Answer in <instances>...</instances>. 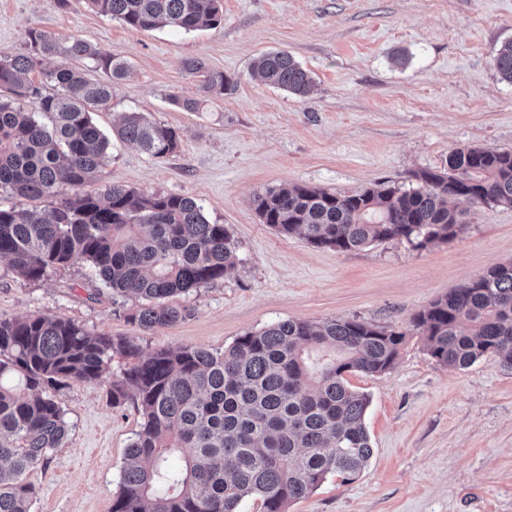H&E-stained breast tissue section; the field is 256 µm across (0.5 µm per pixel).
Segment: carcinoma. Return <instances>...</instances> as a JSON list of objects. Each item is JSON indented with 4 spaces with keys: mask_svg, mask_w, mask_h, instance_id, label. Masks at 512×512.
I'll use <instances>...</instances> for the list:
<instances>
[{
    "mask_svg": "<svg viewBox=\"0 0 512 512\" xmlns=\"http://www.w3.org/2000/svg\"><path fill=\"white\" fill-rule=\"evenodd\" d=\"M132 31L190 33L224 21L221 0H86ZM25 53L0 54V194L51 200L46 210L0 205V258L26 280H40L74 258L86 260L121 299L144 300L128 315L144 331L193 314L166 299L206 288L237 263L236 246L203 206L181 194L145 195L122 185L86 191L109 158L111 140L93 114L112 101V81L129 66L78 36L32 26ZM57 61L49 69L47 63ZM512 84V40L493 57ZM203 74L200 91L232 92L235 82ZM104 70L108 80L95 76ZM253 69L267 84L298 96L313 83L285 51L261 54ZM55 87L43 93L35 77ZM117 140L161 159L174 153V129L129 112ZM418 186L381 182L351 195L280 185L255 196L261 221L316 248L346 252L403 239L415 249L446 243L473 206H512V152L452 151L439 170L413 174ZM75 193L70 194L66 189ZM412 331L439 364L466 369L495 356L512 369V262L499 263L416 314ZM406 333L358 320L288 319L238 337L222 351L162 349L110 381L112 403L131 396L143 422L125 452L110 512H237L260 498L263 512H285L335 475L353 480L372 455L364 416L370 399L345 374L391 369ZM137 347L69 320L0 317V512H31L25 474L47 468L68 440L53 392L105 380L112 354Z\"/></svg>",
    "mask_w": 512,
    "mask_h": 512,
    "instance_id": "carcinoma-1",
    "label": "carcinoma"
}]
</instances>
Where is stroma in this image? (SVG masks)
<instances>
[{
    "mask_svg": "<svg viewBox=\"0 0 512 512\" xmlns=\"http://www.w3.org/2000/svg\"><path fill=\"white\" fill-rule=\"evenodd\" d=\"M223 8V24L187 34L135 32L84 0H0L2 53L24 52L35 24L128 63L129 76L95 115L103 129L141 112L177 131L179 147L164 159L115 143L96 188L191 196L226 227L239 258L224 279L173 297L191 317L149 333L127 321L133 301L99 288L83 259L39 281L0 259V316L69 320L127 338L144 356L221 351L288 319H356L405 332L391 369L345 376L370 398L368 464L347 483L328 477L287 512H512V369L493 357L445 367L410 330L433 300L512 261V206L469 208L464 232L446 243L415 249L396 239L339 252L275 232L253 205L285 183L350 195L381 181L410 184L459 148L512 151V84L492 66L512 40V0H223ZM274 50L311 73L309 95L253 77V60ZM192 57L236 83L196 112L171 101L201 96L199 78L182 67ZM55 398L69 439L47 468L27 473L37 492L32 512H108L142 416L133 400L113 405L103 383H74Z\"/></svg>",
    "mask_w": 512,
    "mask_h": 512,
    "instance_id": "35a3bbf8",
    "label": "stroma"
}]
</instances>
